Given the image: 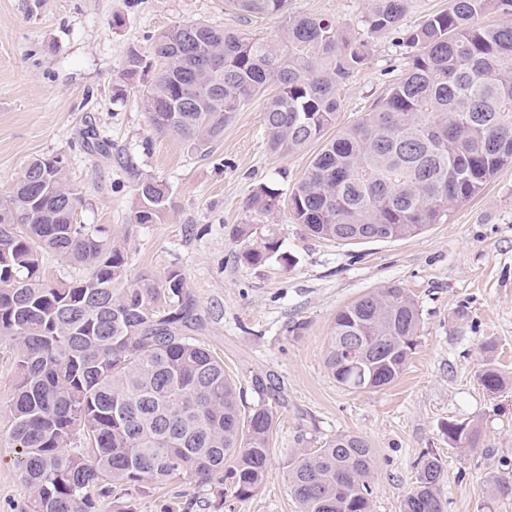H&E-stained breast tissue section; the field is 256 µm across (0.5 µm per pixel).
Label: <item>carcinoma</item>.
<instances>
[{
	"label": "carcinoma",
	"mask_w": 512,
	"mask_h": 512,
	"mask_svg": "<svg viewBox=\"0 0 512 512\" xmlns=\"http://www.w3.org/2000/svg\"><path fill=\"white\" fill-rule=\"evenodd\" d=\"M242 16L276 15L284 42L184 21L160 32L147 52L129 48L121 87L147 102L159 132L198 145L253 97L267 98L271 152L290 155L323 141L288 195L295 223L345 245L418 235L451 217L512 166V26L482 25L512 14V0H448L412 30L399 23L411 0H374L372 34L406 48L402 78L360 122L327 140L339 90L368 63L370 44L344 37L325 16H290L288 0H228ZM138 224L167 210L168 190L139 182ZM279 193L258 187L248 206L271 212ZM82 196L65 159L27 163L0 198V335L13 344L17 383L9 402L18 465L32 512H91V493L181 479L213 480L238 499L263 482L274 414L247 409L224 363L192 336L197 302L182 273L161 283L129 280L128 254L100 224H79ZM272 240L240 259L262 264ZM43 251L83 266L58 284L39 273ZM419 310L398 286L365 294L336 313L326 366L349 389L396 380L418 345ZM448 440L474 447L479 430L448 422ZM83 437L86 447L72 444ZM300 512H371L374 456L361 435L341 433L287 460ZM440 460L420 461L402 512H445Z\"/></svg>",
	"instance_id": "obj_1"
}]
</instances>
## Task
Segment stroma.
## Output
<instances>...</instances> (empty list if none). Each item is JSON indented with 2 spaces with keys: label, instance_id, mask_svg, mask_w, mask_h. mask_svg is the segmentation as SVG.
Segmentation results:
<instances>
[{
  "label": "stroma",
  "instance_id": "1",
  "mask_svg": "<svg viewBox=\"0 0 512 512\" xmlns=\"http://www.w3.org/2000/svg\"><path fill=\"white\" fill-rule=\"evenodd\" d=\"M372 0H290L291 15L335 20L350 38L370 43L367 65L342 86L336 130L358 123L397 82L407 59L394 35H370ZM244 30L279 40L274 15L239 17L224 0H0V196L26 162L60 154L82 195L77 220L108 228L129 257V277L160 279L180 270L198 304L194 334L224 360L246 405L275 416L266 476L245 499L174 480L99 501L96 512H299L285 462L298 448H318L337 434L362 435L375 466L372 512H401L422 455L443 467L448 512H512V166L450 221L423 234L342 245L307 234L287 210H250L262 184L289 193L305 176L313 149L274 157L264 126V96L251 99L215 141L194 148L157 132L138 93L117 94L129 48L182 21ZM107 153L87 146L88 131ZM165 183L169 208L154 224L134 220L137 184ZM247 224L245 242L231 235ZM278 239L280 257L262 265L243 248ZM406 288L420 318L419 344L399 379L377 389H346L326 364L334 317L379 288ZM503 384L484 388L485 369ZM274 387L258 394L254 379ZM16 368L0 338V512H27L31 489L16 464L7 403ZM480 430L470 447L449 441L448 421Z\"/></svg>",
  "mask_w": 512,
  "mask_h": 512
}]
</instances>
